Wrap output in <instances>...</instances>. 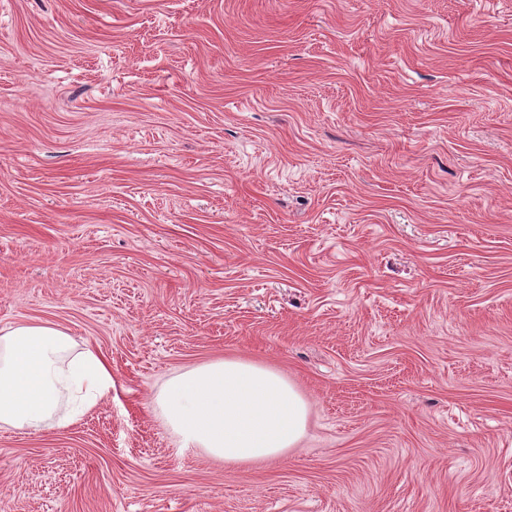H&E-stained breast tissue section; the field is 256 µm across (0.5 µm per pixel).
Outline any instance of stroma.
<instances>
[{"mask_svg": "<svg viewBox=\"0 0 512 512\" xmlns=\"http://www.w3.org/2000/svg\"><path fill=\"white\" fill-rule=\"evenodd\" d=\"M112 366L0 512H512V0H0V328ZM243 358L287 458L155 399ZM182 447L203 448L224 463L282 459L303 439L308 404L278 372L241 359L189 368L155 399Z\"/></svg>", "mask_w": 512, "mask_h": 512, "instance_id": "35a3bbf8", "label": "stroma"}]
</instances>
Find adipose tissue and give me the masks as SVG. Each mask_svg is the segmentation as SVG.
<instances>
[{"label": "adipose tissue", "mask_w": 512, "mask_h": 512, "mask_svg": "<svg viewBox=\"0 0 512 512\" xmlns=\"http://www.w3.org/2000/svg\"><path fill=\"white\" fill-rule=\"evenodd\" d=\"M112 392V369L48 321L0 329V425L40 432L79 420ZM185 447L232 464L281 459L303 439L308 404L278 372L241 359L189 368L155 400Z\"/></svg>", "instance_id": "adipose-tissue-1"}]
</instances>
